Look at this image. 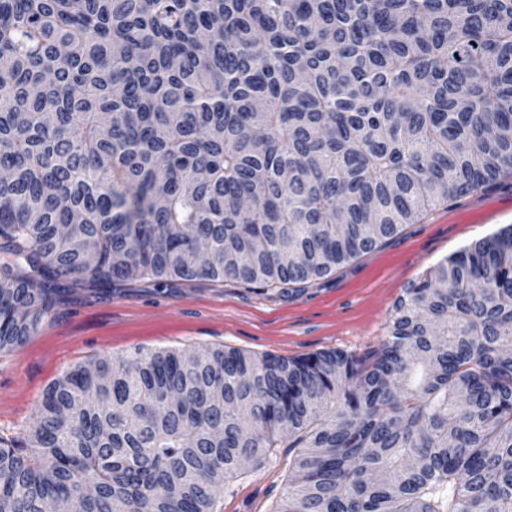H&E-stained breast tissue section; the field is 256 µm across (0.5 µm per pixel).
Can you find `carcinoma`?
<instances>
[{
  "instance_id": "1",
  "label": "carcinoma",
  "mask_w": 512,
  "mask_h": 512,
  "mask_svg": "<svg viewBox=\"0 0 512 512\" xmlns=\"http://www.w3.org/2000/svg\"><path fill=\"white\" fill-rule=\"evenodd\" d=\"M0 354L78 292L283 297L512 175V0H0ZM512 225L365 357L137 349L56 379L0 512H512ZM288 448H279L277 460L264 470L238 481L219 499L220 512H269L288 493Z\"/></svg>"
}]
</instances>
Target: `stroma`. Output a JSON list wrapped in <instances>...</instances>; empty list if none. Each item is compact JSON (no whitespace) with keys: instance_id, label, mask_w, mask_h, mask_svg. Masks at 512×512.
Returning a JSON list of instances; mask_svg holds the SVG:
<instances>
[{"instance_id":"35a3bbf8","label":"stroma","mask_w":512,"mask_h":512,"mask_svg":"<svg viewBox=\"0 0 512 512\" xmlns=\"http://www.w3.org/2000/svg\"><path fill=\"white\" fill-rule=\"evenodd\" d=\"M512 225V178L434 211L374 251L344 264L294 297L238 284L169 280L132 284L109 297L76 294L23 347L0 355V436L32 425L45 390L77 364L138 348H234L302 358L380 346L409 282L445 258ZM288 451L221 496L220 512H269L288 492Z\"/></svg>"}]
</instances>
